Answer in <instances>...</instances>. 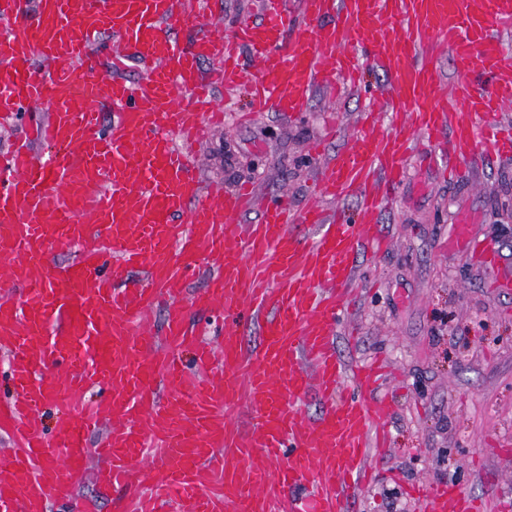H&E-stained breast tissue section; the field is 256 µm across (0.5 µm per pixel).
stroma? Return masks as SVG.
Segmentation results:
<instances>
[{"label":"stroma","mask_w":512,"mask_h":512,"mask_svg":"<svg viewBox=\"0 0 512 512\" xmlns=\"http://www.w3.org/2000/svg\"><path fill=\"white\" fill-rule=\"evenodd\" d=\"M387 88L370 66L359 91H319L297 117L261 112L245 125L236 115L247 94L218 93L226 125L194 149L203 186L250 181L259 200L285 198L304 210L320 165L313 142L322 141L328 157L352 146L359 112ZM459 163L426 143L406 161L392 204L378 215L388 245L360 257L355 293L334 333L345 363L385 357L397 404L387 424L391 447L353 512H420L407 480L454 482L490 512L512 502V455L501 453L512 447V291L493 286L512 275V157L488 150L478 167L445 176ZM463 220L498 248V268L465 258L456 242ZM392 470L403 483L388 480Z\"/></svg>","instance_id":"obj_1"}]
</instances>
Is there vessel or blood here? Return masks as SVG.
Instances as JSON below:
<instances>
[{
	"mask_svg": "<svg viewBox=\"0 0 512 512\" xmlns=\"http://www.w3.org/2000/svg\"><path fill=\"white\" fill-rule=\"evenodd\" d=\"M259 0L260 18L231 33L178 41L209 0H0V120L24 118L0 155V347L11 393L0 399V512H48L76 502L95 480L124 495L127 512H351L373 477L369 460L389 446L394 402L386 363L347 366L332 339L361 252L386 241L377 214L384 189L404 176L417 137L447 141L479 160V143L512 156V63L502 35L512 0ZM111 34L112 72H99ZM365 47L388 78L382 127L375 110L347 151L328 158L316 204L286 199L239 221L252 186L204 197L186 145L223 125L214 86L252 88L256 112L304 111L315 90L362 85ZM456 81L443 92L435 51ZM138 80L122 71L128 60ZM486 76L489 87L475 91ZM112 106L104 124L98 107ZM46 117H38L41 107ZM358 196L360 223L324 201ZM306 225L309 237L293 230ZM470 260L496 265V250L457 227ZM214 273L190 305L179 301L200 262ZM141 271L142 281L131 274ZM224 327L213 350L187 307ZM161 326H154L155 311ZM262 329L255 350L242 318ZM318 417L302 415L309 395ZM59 419L46 433L40 412ZM257 423L239 429V407ZM103 431L98 447L88 445ZM425 512H485L451 482L413 486Z\"/></svg>",
	"mask_w": 512,
	"mask_h": 512,
	"instance_id": "1",
	"label": "vessel or blood"
}]
</instances>
